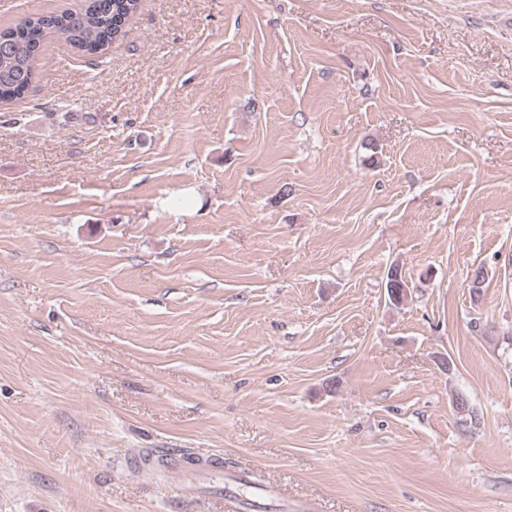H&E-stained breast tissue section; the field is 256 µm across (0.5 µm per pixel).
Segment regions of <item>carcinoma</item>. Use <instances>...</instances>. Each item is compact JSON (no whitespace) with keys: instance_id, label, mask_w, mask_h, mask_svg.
Returning <instances> with one entry per match:
<instances>
[{"instance_id":"1","label":"carcinoma","mask_w":512,"mask_h":512,"mask_svg":"<svg viewBox=\"0 0 512 512\" xmlns=\"http://www.w3.org/2000/svg\"><path fill=\"white\" fill-rule=\"evenodd\" d=\"M141 0H83L78 9L66 8L20 18L0 28V44L11 51L0 54V105L24 98L40 77V56L44 43L62 36L77 52L103 55L119 38L138 12ZM409 287L401 272L389 271L386 283L390 304H401Z\"/></svg>"}]
</instances>
